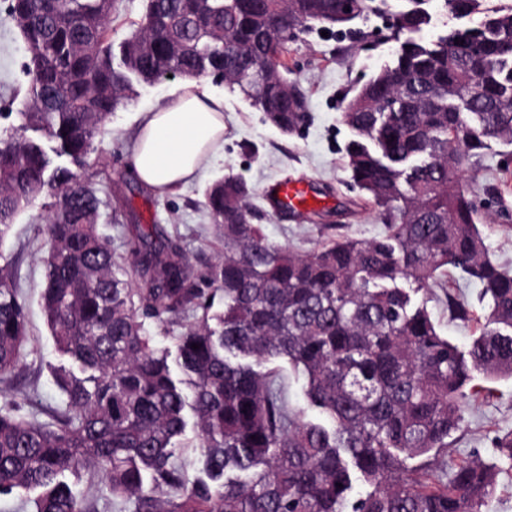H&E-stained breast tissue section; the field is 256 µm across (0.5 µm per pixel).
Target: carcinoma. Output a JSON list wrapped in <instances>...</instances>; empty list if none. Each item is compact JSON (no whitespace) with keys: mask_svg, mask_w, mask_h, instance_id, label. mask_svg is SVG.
I'll return each instance as SVG.
<instances>
[{"mask_svg":"<svg viewBox=\"0 0 512 512\" xmlns=\"http://www.w3.org/2000/svg\"><path fill=\"white\" fill-rule=\"evenodd\" d=\"M6 2L28 87L20 124L0 134V243L32 201L52 198L41 304L77 370H56L65 409L49 422L0 407V495L39 489L34 512H99V498L81 501L61 480L84 468L101 474L112 512H483L496 467L473 459L444 471L441 457L475 373L512 377V269L490 257L460 182L490 142L512 144V5L425 41L431 0H352L350 17L338 0H146L116 51L118 0ZM444 5L466 18L484 0ZM377 13L391 16L393 61L353 89L340 121L347 167L387 233L297 253L253 223V188L228 176L204 193L224 241L210 287H197L177 242L142 248L155 224L128 243L133 285L100 232L96 188L78 184L133 82L222 70L225 86L291 133L306 99L283 62L288 41L270 31L351 33ZM450 266L486 300L466 350L412 298ZM148 320L184 321L176 352L155 346ZM26 323L6 262L3 378L19 366ZM273 359L302 376L323 421L292 406L280 373L265 367Z\"/></svg>","mask_w":512,"mask_h":512,"instance_id":"obj_1","label":"carcinoma"}]
</instances>
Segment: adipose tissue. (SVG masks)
<instances>
[{"mask_svg": "<svg viewBox=\"0 0 512 512\" xmlns=\"http://www.w3.org/2000/svg\"><path fill=\"white\" fill-rule=\"evenodd\" d=\"M224 148V101L187 81L143 113L129 166L145 186L167 194L186 186Z\"/></svg>", "mask_w": 512, "mask_h": 512, "instance_id": "adipose-tissue-1", "label": "adipose tissue"}]
</instances>
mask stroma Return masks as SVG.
<instances>
[{
  "label": "stroma",
  "instance_id": "obj_1",
  "mask_svg": "<svg viewBox=\"0 0 512 512\" xmlns=\"http://www.w3.org/2000/svg\"><path fill=\"white\" fill-rule=\"evenodd\" d=\"M389 25V20L382 18L356 22L363 41L359 47L336 30L325 36L306 32L290 42L289 76L306 95L308 115L292 135L265 123L262 112L243 94L229 92L213 77L198 78L202 90L224 99V149L192 184L163 196L132 177L129 149L141 113L161 106L182 79L165 77L151 85H135L131 99L104 123L95 140L98 163L84 174L102 201L100 229L114 258L129 264V240L140 226L157 224L165 238L180 242L196 272H204L224 248L204 206V191L228 175L241 176L254 186L253 205L263 233L299 253L311 252L339 235L356 239L381 235L385 226L377 211L351 182L343 154L349 131L339 114L351 87L390 62L396 44L388 38ZM24 60V45L0 7L1 130L17 124L16 114L23 109L27 89ZM284 177L311 180L327 198V207L316 209L308 218L272 214L261 191L268 182ZM461 182L471 189L479 214L487 221L483 231L493 259L512 267V144L491 143L481 167L465 173ZM44 223L42 203L34 201L19 213L8 238L0 244V254L11 261L26 300L29 322L18 370L0 380V406L21 403L23 414L38 422L48 421L50 411L64 408L65 398L52 370L68 362L56 349L41 307L47 254ZM452 296L469 307V322L451 320L448 299ZM414 300L426 305L440 333L460 348H467L479 334L484 314L480 288L459 270H449L439 285L416 293ZM475 383L478 392L462 407L463 420L451 438L447 462L453 465L478 457L497 464L498 485L485 512H512V462L499 459L494 448L497 436L512 432V379L490 382L479 377Z\"/></svg>",
  "mask_w": 512,
  "mask_h": 512
}]
</instances>
